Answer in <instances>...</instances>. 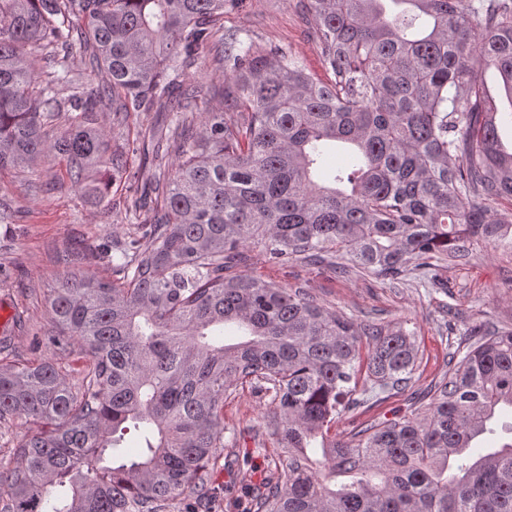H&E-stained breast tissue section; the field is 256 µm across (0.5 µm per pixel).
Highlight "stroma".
<instances>
[{
  "label": "stroma",
  "mask_w": 512,
  "mask_h": 512,
  "mask_svg": "<svg viewBox=\"0 0 512 512\" xmlns=\"http://www.w3.org/2000/svg\"><path fill=\"white\" fill-rule=\"evenodd\" d=\"M303 0H239L225 8V31L244 41L272 44L305 65L316 79L326 72L303 18ZM65 166L58 158H42L31 173L0 168V306L12 317L0 328V342L18 358L33 351L35 332H48L52 322L46 305L49 288L68 270L61 256L69 249L96 253L99 245L121 242L131 232L127 202L130 184L112 188L107 210L90 205L80 190L60 183ZM247 273L293 287L305 286L321 301L362 320L372 318L415 332L420 361L404 392H371L369 401L347 413L337 431L350 432L365 421H386L423 410L428 391L448 370L451 353L467 343L472 324L512 327V246H479L464 265L445 266L436 283L419 273L390 280L371 273L339 277L301 262L274 266L260 249L248 251ZM273 412L270 397L251 388L237 391L224 403L225 455L261 479L269 466L266 448L273 442L265 422ZM212 512H247L250 489L225 470L213 477Z\"/></svg>",
  "instance_id": "35a3bbf8"
}]
</instances>
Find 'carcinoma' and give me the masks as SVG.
<instances>
[{"mask_svg":"<svg viewBox=\"0 0 512 512\" xmlns=\"http://www.w3.org/2000/svg\"><path fill=\"white\" fill-rule=\"evenodd\" d=\"M229 2L0 0V168L24 173L52 154L93 204L125 174L142 230L114 257L101 248L108 275L50 289L49 354L0 358V447L12 453L0 512H166L189 497L210 512L224 400L245 387L271 397L276 444L259 483L238 470L249 512H512V442L470 453L512 408V329L474 326L423 412L344 440L329 432L366 403L359 373L383 392L409 386L414 333L234 271L259 247L274 265L396 280L511 237L499 205H512V151L486 73L512 105V0H391L406 8L389 17L386 0H306L327 82L277 47L220 35ZM76 46L108 81H69L62 97L55 66ZM205 61L210 82L186 81ZM36 82L53 96L34 95ZM218 85L228 106L196 122ZM108 106L120 126L151 113L169 123L111 143L98 124ZM61 112L67 131L51 136ZM330 142L350 160L320 183ZM226 323L239 341L213 337ZM15 417L29 424L21 435L6 428ZM132 430L140 448L126 454Z\"/></svg>","mask_w":512,"mask_h":512,"instance_id":"carcinoma-1","label":"carcinoma"}]
</instances>
